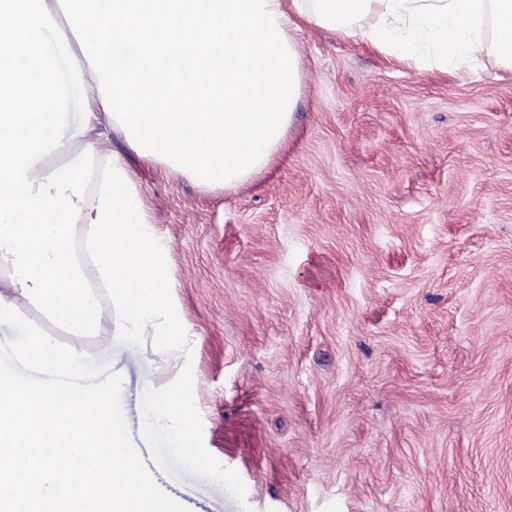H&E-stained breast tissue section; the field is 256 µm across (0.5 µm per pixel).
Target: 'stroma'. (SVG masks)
<instances>
[{
	"instance_id": "stroma-1",
	"label": "stroma",
	"mask_w": 512,
	"mask_h": 512,
	"mask_svg": "<svg viewBox=\"0 0 512 512\" xmlns=\"http://www.w3.org/2000/svg\"><path fill=\"white\" fill-rule=\"evenodd\" d=\"M276 161L238 190L126 151L178 351L88 341L190 512H512V73L395 65L304 25ZM194 417L192 477L142 423Z\"/></svg>"
}]
</instances>
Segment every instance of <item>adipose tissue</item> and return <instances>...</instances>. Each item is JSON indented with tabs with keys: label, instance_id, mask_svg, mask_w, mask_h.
<instances>
[{
	"label": "adipose tissue",
	"instance_id": "1",
	"mask_svg": "<svg viewBox=\"0 0 512 512\" xmlns=\"http://www.w3.org/2000/svg\"><path fill=\"white\" fill-rule=\"evenodd\" d=\"M0 0V299L37 309L47 333L180 348L189 331L166 310L162 251L126 159L99 130H119L142 158L234 191L282 148L301 91L289 34L298 22L358 40L409 68L454 75L484 52L512 72V0ZM83 45H75L77 35ZM84 65H76V54ZM80 139L84 154L50 156ZM107 165L84 195L88 158ZM100 252L111 303L86 286L69 230ZM154 422L195 469L193 418L170 397Z\"/></svg>",
	"mask_w": 512,
	"mask_h": 512
}]
</instances>
